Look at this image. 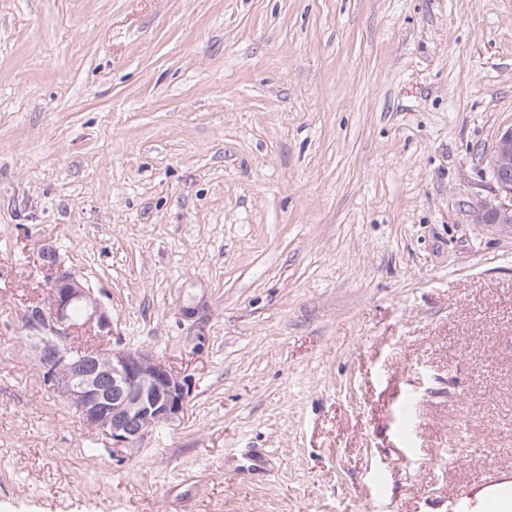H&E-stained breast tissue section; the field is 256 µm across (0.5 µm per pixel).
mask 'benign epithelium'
<instances>
[{"instance_id": "benign-epithelium-1", "label": "benign epithelium", "mask_w": 512, "mask_h": 512, "mask_svg": "<svg viewBox=\"0 0 512 512\" xmlns=\"http://www.w3.org/2000/svg\"><path fill=\"white\" fill-rule=\"evenodd\" d=\"M486 164L502 199L475 211L476 223L512 228L511 125L498 132ZM41 256L48 305L27 310L24 326L44 380L89 428L114 445L129 446L153 428L179 419L188 385L166 364L141 351H89L72 343L74 330L82 326L97 328L101 336L112 334V319L76 272L63 268L52 248H42ZM75 306L84 310L81 323L71 317Z\"/></svg>"}]
</instances>
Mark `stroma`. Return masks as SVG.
I'll return each instance as SVG.
<instances>
[{"label":"stroma","mask_w":512,"mask_h":512,"mask_svg":"<svg viewBox=\"0 0 512 512\" xmlns=\"http://www.w3.org/2000/svg\"><path fill=\"white\" fill-rule=\"evenodd\" d=\"M512 0H0V512H450L512 475ZM53 247L184 414L113 447L22 325ZM486 164L503 198L495 203H486L475 211L479 224H495L512 228V126L502 128L496 137Z\"/></svg>","instance_id":"1"}]
</instances>
